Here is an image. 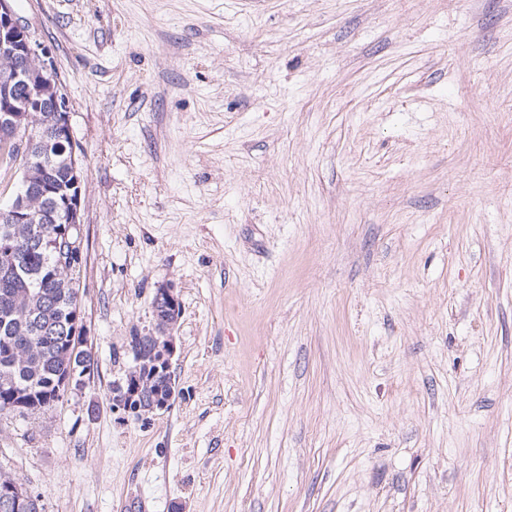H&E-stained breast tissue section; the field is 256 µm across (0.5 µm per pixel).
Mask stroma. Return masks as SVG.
<instances>
[{"label": "stroma", "instance_id": "35a3bbf8", "mask_svg": "<svg viewBox=\"0 0 512 512\" xmlns=\"http://www.w3.org/2000/svg\"><path fill=\"white\" fill-rule=\"evenodd\" d=\"M83 166L95 364L0 418L43 512H512V0H13ZM179 395L112 383L156 288ZM153 302L152 310L155 307V315L161 311L160 309H171L172 311L175 310V315L176 313L177 316L180 314L178 309L179 305L181 308V303L176 289L171 284L158 288L153 296ZM170 314L172 317L170 320L168 319L169 324H166L164 321L157 324V336H144L138 345L139 350H136V347L131 345L133 355L134 353L140 354L145 359L146 364H151L149 354L154 345L151 357L157 372L160 371V368L165 371L170 370L171 359L176 351L173 335L167 337L162 335L165 331L169 333L174 331L177 322L174 313L164 314V316L169 317ZM160 340L163 341L161 342ZM143 359L138 356L133 357V365L129 367L125 377L112 383V405L115 408L132 413L138 418L157 411L167 410L172 405L177 394L176 384L172 376L169 384L170 390L165 395L148 394V384L144 386L138 380V372L140 371Z\"/></svg>", "mask_w": 512, "mask_h": 512}]
</instances>
